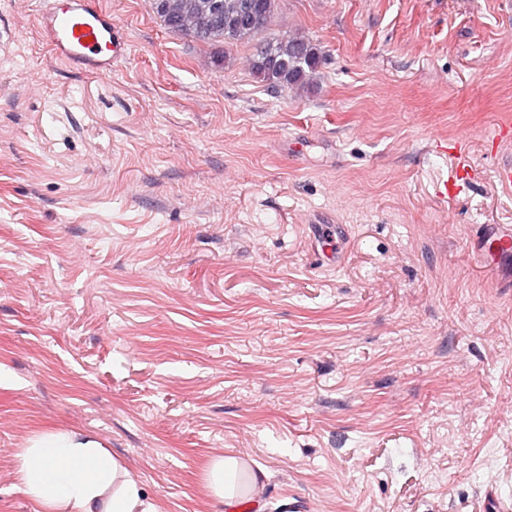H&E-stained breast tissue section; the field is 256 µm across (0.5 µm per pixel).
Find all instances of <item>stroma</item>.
I'll return each mask as SVG.
<instances>
[{
	"mask_svg": "<svg viewBox=\"0 0 512 512\" xmlns=\"http://www.w3.org/2000/svg\"><path fill=\"white\" fill-rule=\"evenodd\" d=\"M112 74L53 58L39 0H0V512H34L17 456L81 430L158 512H484L512 498V0H278L272 35L326 57L268 88L248 46L101 0ZM475 177L438 192L435 146ZM300 151H293V143ZM339 230L340 264L317 261ZM470 139L468 136H463L462 138H459L457 141V146L453 149L455 151L449 153L453 156H455L459 162L453 171L451 175V182L450 178L443 183V190H440V194L442 196H448L450 195V192H454L456 189H459L462 185H465L471 178V170L472 167L466 162L464 159L465 153L468 149ZM240 463L235 457L221 456L215 459L208 472V489L213 498L224 503L233 497Z\"/></svg>",
	"mask_w": 512,
	"mask_h": 512,
	"instance_id": "stroma-1",
	"label": "stroma"
}]
</instances>
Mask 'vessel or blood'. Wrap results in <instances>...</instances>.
<instances>
[{
	"mask_svg": "<svg viewBox=\"0 0 512 512\" xmlns=\"http://www.w3.org/2000/svg\"><path fill=\"white\" fill-rule=\"evenodd\" d=\"M39 27L51 54L86 73L110 74L129 54L127 36L100 0H43ZM469 142L466 136L458 139L454 151L458 164L444 192H453L470 180L465 160Z\"/></svg>",
	"mask_w": 512,
	"mask_h": 512,
	"instance_id": "1",
	"label": "vessel or blood"
}]
</instances>
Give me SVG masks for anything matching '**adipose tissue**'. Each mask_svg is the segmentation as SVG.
<instances>
[{
  "mask_svg": "<svg viewBox=\"0 0 512 512\" xmlns=\"http://www.w3.org/2000/svg\"><path fill=\"white\" fill-rule=\"evenodd\" d=\"M17 477L39 512H157L138 482L93 435L37 436L23 449Z\"/></svg>",
  "mask_w": 512,
  "mask_h": 512,
  "instance_id": "ef3b65f1",
  "label": "adipose tissue"
}]
</instances>
